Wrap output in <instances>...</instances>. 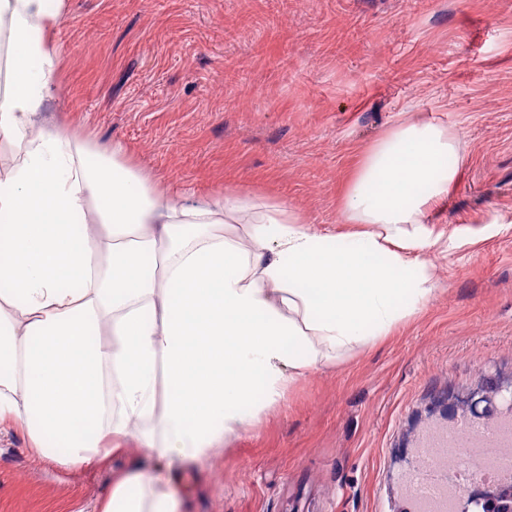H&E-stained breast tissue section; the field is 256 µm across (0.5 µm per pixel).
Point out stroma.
<instances>
[{
    "label": "stroma",
    "mask_w": 512,
    "mask_h": 512,
    "mask_svg": "<svg viewBox=\"0 0 512 512\" xmlns=\"http://www.w3.org/2000/svg\"><path fill=\"white\" fill-rule=\"evenodd\" d=\"M48 118L172 185L346 231L358 159L403 121L459 140L427 216L436 292L292 385L176 485L184 512H403L397 472L452 392L512 381V0H67ZM136 444L72 471L0 431V512H93Z\"/></svg>",
    "instance_id": "stroma-1"
}]
</instances>
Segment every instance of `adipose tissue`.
Returning a JSON list of instances; mask_svg holds the SVG:
<instances>
[{
  "label": "adipose tissue",
  "mask_w": 512,
  "mask_h": 512,
  "mask_svg": "<svg viewBox=\"0 0 512 512\" xmlns=\"http://www.w3.org/2000/svg\"><path fill=\"white\" fill-rule=\"evenodd\" d=\"M66 5L0 0V426L67 469L136 442L164 470L120 476L96 512H179L176 467L434 294L426 217L456 140L402 124L370 147L341 198L362 233L229 193L176 204L121 147L45 121Z\"/></svg>",
  "instance_id": "1"
}]
</instances>
